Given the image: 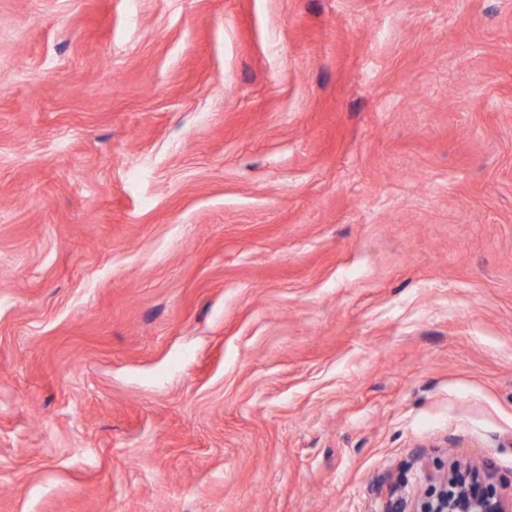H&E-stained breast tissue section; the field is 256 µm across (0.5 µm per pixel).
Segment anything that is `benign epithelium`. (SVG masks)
I'll return each mask as SVG.
<instances>
[{"label":"benign epithelium","instance_id":"7a95c632","mask_svg":"<svg viewBox=\"0 0 512 512\" xmlns=\"http://www.w3.org/2000/svg\"><path fill=\"white\" fill-rule=\"evenodd\" d=\"M416 512H512V500L497 490L488 470H451L435 478Z\"/></svg>","mask_w":512,"mask_h":512}]
</instances>
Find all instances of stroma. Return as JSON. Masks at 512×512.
I'll return each instance as SVG.
<instances>
[{"mask_svg":"<svg viewBox=\"0 0 512 512\" xmlns=\"http://www.w3.org/2000/svg\"><path fill=\"white\" fill-rule=\"evenodd\" d=\"M512 497V0H0V512ZM417 512H511L512 499L497 490L489 470H450L435 478Z\"/></svg>","mask_w":512,"mask_h":512,"instance_id":"obj_1","label":"stroma"}]
</instances>
